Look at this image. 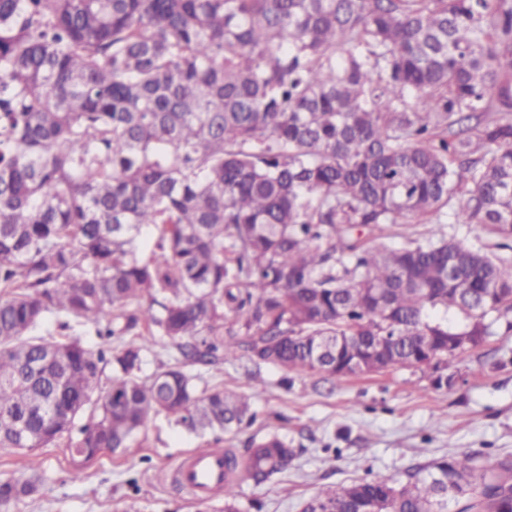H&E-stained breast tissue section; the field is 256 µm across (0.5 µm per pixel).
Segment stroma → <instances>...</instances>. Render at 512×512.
Segmentation results:
<instances>
[{
	"mask_svg": "<svg viewBox=\"0 0 512 512\" xmlns=\"http://www.w3.org/2000/svg\"><path fill=\"white\" fill-rule=\"evenodd\" d=\"M388 246L442 238L478 248L487 241L477 224L391 225ZM197 390L216 385L249 396L256 419L239 432L190 433L165 415L140 432L134 453L103 452L77 463L63 444L26 453L0 448V479L39 470L38 492L8 512H223V492L204 501L174 481L191 453L233 449L245 455L252 440L276 432L295 455L275 480L236 484L239 512H300L320 489L376 476L403 478L406 470L456 453L485 463L512 460V331L497 326L484 344L449 365L448 387L437 389L434 367L396 366L378 373L324 380L256 363L242 355L190 367Z\"/></svg>",
	"mask_w": 512,
	"mask_h": 512,
	"instance_id": "35a3bbf8",
	"label": "stroma"
}]
</instances>
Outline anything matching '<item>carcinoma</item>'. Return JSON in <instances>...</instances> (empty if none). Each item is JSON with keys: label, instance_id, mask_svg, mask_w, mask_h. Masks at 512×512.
Masks as SVG:
<instances>
[{"label": "carcinoma", "instance_id": "obj_1", "mask_svg": "<svg viewBox=\"0 0 512 512\" xmlns=\"http://www.w3.org/2000/svg\"><path fill=\"white\" fill-rule=\"evenodd\" d=\"M445 215L512 250V0H0V448L90 461L160 413L252 424L181 365L141 378L149 336L187 363L241 350L331 379L364 373L376 336L392 367L461 360L448 341L512 313L508 260L352 237ZM49 316L59 339L35 335ZM292 455L275 434L224 451V512L238 472L264 483ZM36 492L0 480V507ZM450 495L512 512V462L444 456L302 512H448Z\"/></svg>", "mask_w": 512, "mask_h": 512}]
</instances>
